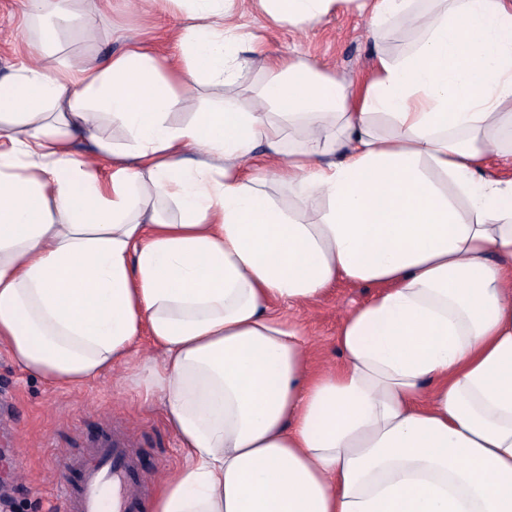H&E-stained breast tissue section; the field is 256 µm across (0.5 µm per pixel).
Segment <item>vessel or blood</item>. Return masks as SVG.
<instances>
[{
    "label": "vessel or blood",
    "instance_id": "1",
    "mask_svg": "<svg viewBox=\"0 0 512 512\" xmlns=\"http://www.w3.org/2000/svg\"><path fill=\"white\" fill-rule=\"evenodd\" d=\"M64 464L77 475L58 487L67 512H143L149 485L127 436H106L89 453L67 456Z\"/></svg>",
    "mask_w": 512,
    "mask_h": 512
}]
</instances>
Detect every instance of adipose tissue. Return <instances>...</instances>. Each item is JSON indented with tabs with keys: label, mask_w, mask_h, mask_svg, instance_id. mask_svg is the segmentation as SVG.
I'll return each instance as SVG.
<instances>
[{
	"label": "adipose tissue",
	"mask_w": 512,
	"mask_h": 512,
	"mask_svg": "<svg viewBox=\"0 0 512 512\" xmlns=\"http://www.w3.org/2000/svg\"><path fill=\"white\" fill-rule=\"evenodd\" d=\"M81 2L27 11L62 30L112 9ZM185 2L180 58L131 42L0 80V344L80 384L148 337L139 384L187 457L149 512H512V179L485 169L512 158V0H357L373 37L422 33L360 84L264 55L231 19L256 5L301 29L341 0ZM233 47L268 74L255 105L171 122L236 83ZM106 117L125 143L99 136ZM338 283L375 292L340 324V364L314 370L270 308ZM223 93V89L219 86L207 87L199 95L186 101L177 112H173L170 119L173 122L186 120L199 109L216 105L223 98Z\"/></svg>",
	"instance_id": "obj_1"
}]
</instances>
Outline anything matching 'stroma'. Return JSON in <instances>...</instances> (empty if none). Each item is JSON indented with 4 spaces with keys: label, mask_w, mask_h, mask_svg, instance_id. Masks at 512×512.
I'll list each match as a JSON object with an SVG mask.
<instances>
[{
    "label": "stroma",
    "mask_w": 512,
    "mask_h": 512,
    "mask_svg": "<svg viewBox=\"0 0 512 512\" xmlns=\"http://www.w3.org/2000/svg\"><path fill=\"white\" fill-rule=\"evenodd\" d=\"M112 6L111 13L95 26L77 25L59 32L57 43L45 51L41 44L52 18L30 19L26 0H0V79L36 56L53 68L76 56L105 57L121 52L128 34L151 53L167 55L173 50L171 33L188 23L178 0H157L144 10L128 8L124 0H112ZM243 22L249 31L263 37L268 54H302L320 69L356 79L370 75L377 50L397 56L419 38L415 29L392 25L382 42H373L369 17L359 13L350 0L302 30L271 26L259 12L244 16ZM372 293L369 287L340 283L313 304L278 303L274 310L306 337L313 366L330 368L340 361L336 335L341 321ZM2 407L9 409L15 433L25 441L21 453L26 456V466L18 468L19 452L12 448L0 460V512H63L56 499L53 471L58 453L86 448L109 423L133 437L143 471L155 484H163L185 465L178 435L162 403L145 397L123 370L83 384H49L23 372L0 346Z\"/></svg>",
    "instance_id": "1"
}]
</instances>
